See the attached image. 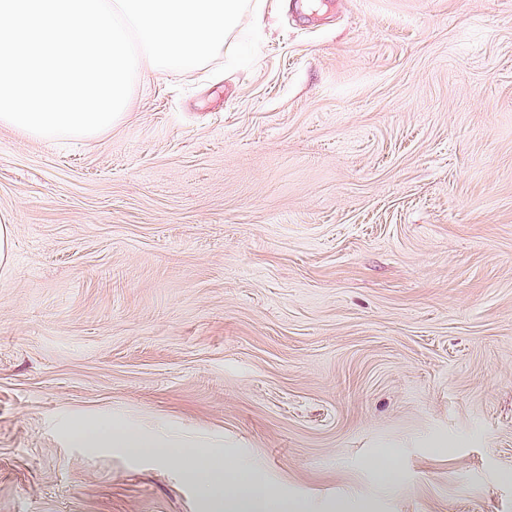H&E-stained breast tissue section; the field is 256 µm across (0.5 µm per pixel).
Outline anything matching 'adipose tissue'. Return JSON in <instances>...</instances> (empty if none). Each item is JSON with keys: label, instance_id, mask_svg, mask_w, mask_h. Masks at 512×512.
<instances>
[{"label": "adipose tissue", "instance_id": "ef3b65f1", "mask_svg": "<svg viewBox=\"0 0 512 512\" xmlns=\"http://www.w3.org/2000/svg\"><path fill=\"white\" fill-rule=\"evenodd\" d=\"M71 436L88 448L116 444L164 459L185 458L191 477L209 495L223 497L227 512H302L301 507L288 504L268 485L254 479L250 469L239 463L197 449L179 452L167 440L145 437L135 427L108 417L74 427Z\"/></svg>", "mask_w": 512, "mask_h": 512}]
</instances>
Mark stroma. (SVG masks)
Instances as JSON below:
<instances>
[{
  "label": "stroma",
  "instance_id": "1",
  "mask_svg": "<svg viewBox=\"0 0 512 512\" xmlns=\"http://www.w3.org/2000/svg\"><path fill=\"white\" fill-rule=\"evenodd\" d=\"M0 224V512H225L108 414L304 512H512V0H259L96 138L0 126Z\"/></svg>",
  "mask_w": 512,
  "mask_h": 512
}]
</instances>
